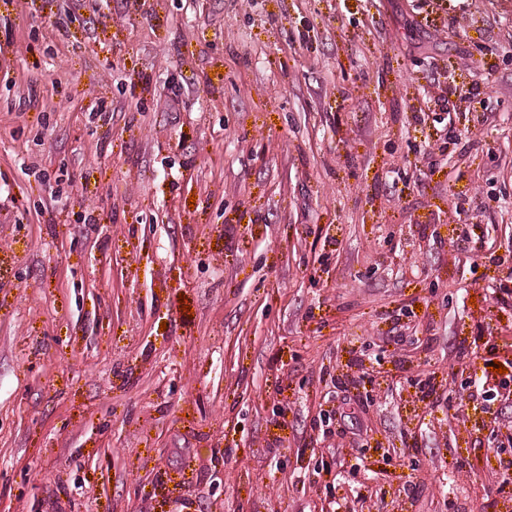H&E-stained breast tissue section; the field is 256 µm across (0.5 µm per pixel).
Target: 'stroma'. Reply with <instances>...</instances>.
Here are the masks:
<instances>
[{"instance_id":"1","label":"stroma","mask_w":512,"mask_h":512,"mask_svg":"<svg viewBox=\"0 0 512 512\" xmlns=\"http://www.w3.org/2000/svg\"><path fill=\"white\" fill-rule=\"evenodd\" d=\"M510 361L512 0H0V512H512Z\"/></svg>"}]
</instances>
